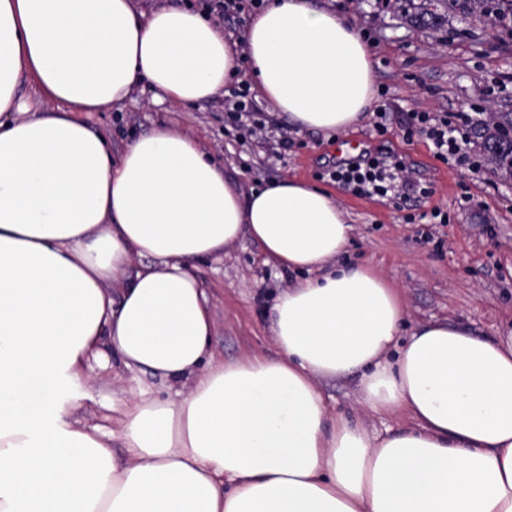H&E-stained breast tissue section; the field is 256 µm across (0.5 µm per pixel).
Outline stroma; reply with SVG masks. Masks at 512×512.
Wrapping results in <instances>:
<instances>
[{
    "label": "stroma",
    "instance_id": "stroma-1",
    "mask_svg": "<svg viewBox=\"0 0 512 512\" xmlns=\"http://www.w3.org/2000/svg\"><path fill=\"white\" fill-rule=\"evenodd\" d=\"M349 16L377 51L378 102L364 122L329 138L302 131L286 116L254 99L262 136L248 137L224 110L223 97L175 112L135 90L121 105L85 113L120 156L133 139L162 123L195 130L205 150L223 165L241 192L283 177L303 178L335 192L353 227L343 263L365 264L398 282L406 329L430 320L492 337L512 319V178L494 173L480 150L471 156L479 172L441 155L409 116L414 112L460 114L482 121L512 112V28L493 17L470 14L462 0H326ZM402 157L424 196L363 198L329 176L341 144ZM195 276L213 307L212 347L232 362L278 356L267 313L293 280L264 265L260 248L241 239L223 254L196 264ZM89 395L79 412L91 426H107L112 380L89 371ZM317 387L333 414L356 419L358 378L321 379Z\"/></svg>",
    "mask_w": 512,
    "mask_h": 512
}]
</instances>
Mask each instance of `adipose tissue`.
I'll list each match as a JSON object with an SVG mask.
<instances>
[{
    "label": "adipose tissue",
    "mask_w": 512,
    "mask_h": 512,
    "mask_svg": "<svg viewBox=\"0 0 512 512\" xmlns=\"http://www.w3.org/2000/svg\"><path fill=\"white\" fill-rule=\"evenodd\" d=\"M243 64L306 130L344 132L377 99L370 44L319 0H266L234 44L182 0H0V512H512V324L403 332L392 280L330 269L352 235L330 192L241 194L178 124L116 159L83 118L136 88L189 111ZM244 237L297 277L269 315L279 357L225 362L192 269ZM108 352L191 386L88 426ZM354 372L360 410L406 427L332 417L315 381Z\"/></svg>",
    "instance_id": "obj_1"
}]
</instances>
